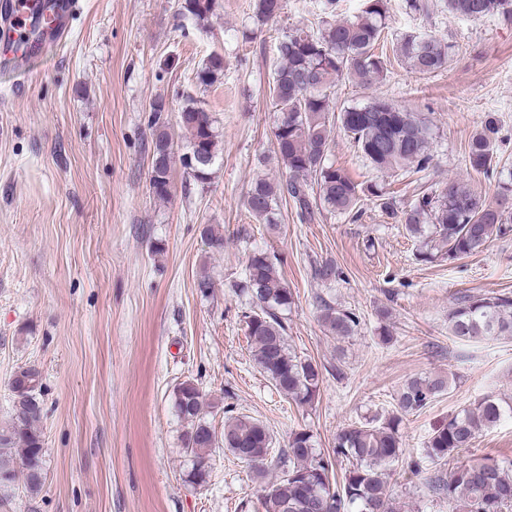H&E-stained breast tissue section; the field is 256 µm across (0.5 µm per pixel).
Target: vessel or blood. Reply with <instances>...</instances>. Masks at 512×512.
<instances>
[{"label":"vessel or blood","mask_w":512,"mask_h":512,"mask_svg":"<svg viewBox=\"0 0 512 512\" xmlns=\"http://www.w3.org/2000/svg\"><path fill=\"white\" fill-rule=\"evenodd\" d=\"M78 4L79 0H0V19L9 24L17 49L34 53L46 45L33 39L34 30L53 33L51 43L60 45Z\"/></svg>","instance_id":"obj_1"}]
</instances>
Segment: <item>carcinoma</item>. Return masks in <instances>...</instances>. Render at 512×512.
Listing matches in <instances>:
<instances>
[{
    "label": "carcinoma",
    "mask_w": 512,
    "mask_h": 512,
    "mask_svg": "<svg viewBox=\"0 0 512 512\" xmlns=\"http://www.w3.org/2000/svg\"><path fill=\"white\" fill-rule=\"evenodd\" d=\"M339 2L324 0L318 31L295 28L285 32L277 44L271 88L277 112L274 138L288 177L255 181L244 200L246 210L264 224H277L280 202L289 199L303 223L325 212L355 222L361 216V197L369 196L382 211L405 224L410 236L440 240L442 252L422 250L421 261L431 263L445 256L455 260L481 252L492 236L506 234L512 224L507 193L491 201L452 181L438 192L419 193L400 211L384 187L358 184L329 161V126L334 118L363 156L383 172L406 167L415 174L424 173L432 161L430 129L414 113L381 97L336 109L331 88L337 79L346 76L369 89L383 79L390 64V58L378 52L388 29L389 0H362L361 14L352 19L336 17ZM217 7V0H177L178 14L198 21L209 19ZM284 7L285 0H256L255 14L267 22ZM405 10L414 14L441 10L472 19L496 15L512 24V0H405ZM393 54L423 76L445 69L450 60L449 46L414 35L398 38ZM222 76L224 56L212 54L197 67L194 83L205 89ZM165 112L163 101L150 104V189L159 199L171 193L173 142ZM177 123L189 134L180 162L188 176L204 186L223 153L215 120L188 94ZM497 134V120L489 115L468 142L465 165L469 172L485 178L494 175L500 164ZM280 264V259L265 250L251 251L244 278L236 288L248 298L243 319L254 362L279 392L305 407L314 402L323 372L317 363L288 348L285 312L293 295L282 280ZM321 318L328 332L340 338L360 324L355 312L330 304L322 305ZM448 329L459 340L512 337V295L457 298L448 309ZM11 387L15 412L10 425L0 431V485L15 479L12 450L17 448L27 486L37 492L43 483L44 457L38 427L43 412L40 372L19 368ZM446 390L447 382L441 377L410 378L396 396L397 409L403 414L417 413ZM173 395L178 416L189 423L184 452L191 458V483H206L211 451L222 448L263 482L262 512H392L385 470L400 459L399 416L392 414L377 425L369 420L344 428L329 455L316 448L307 429L292 431L285 447L276 450L269 428L248 415L226 421L219 436L202 416L204 398L194 381L178 383ZM507 413L512 415V405L505 407L492 396L462 408L433 431L425 457L436 465L448 460L455 451L471 447ZM341 460L347 461V467L338 479L335 466ZM427 485L448 499L454 512H512L511 462L484 458L461 464L446 478L429 477Z\"/></svg>",
    "instance_id": "cac0c4a2"
}]
</instances>
